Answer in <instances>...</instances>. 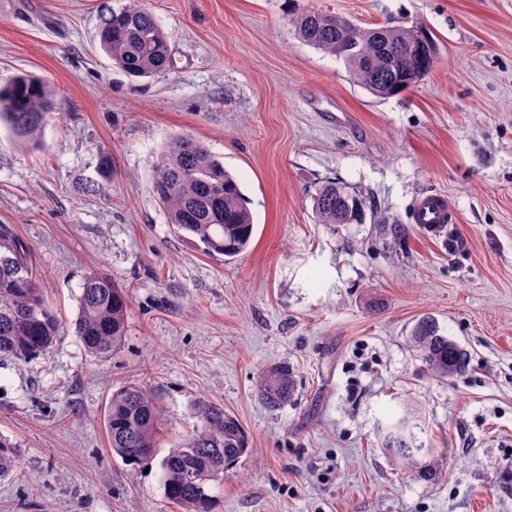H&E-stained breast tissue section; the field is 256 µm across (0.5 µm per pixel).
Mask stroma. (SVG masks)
I'll return each instance as SVG.
<instances>
[{
	"label": "stroma",
	"mask_w": 512,
	"mask_h": 512,
	"mask_svg": "<svg viewBox=\"0 0 512 512\" xmlns=\"http://www.w3.org/2000/svg\"><path fill=\"white\" fill-rule=\"evenodd\" d=\"M126 2L0 0V83L31 73L57 102L40 146L0 127V224L64 325L42 355L0 357V436L19 455L0 512H180L161 461L200 399L250 438L208 483L211 512H512V0H144L173 65L136 80L97 37ZM307 10L422 23L435 67L375 100L298 38ZM178 134L247 199L235 262L178 233L151 191ZM330 181L365 201L363 223H317ZM427 193L448 199L440 238L413 220ZM93 272L129 300L104 360L70 327ZM426 316L469 352L465 373L436 378L410 348ZM275 364L295 392L271 409L255 382ZM130 383L163 411L145 467L107 440L109 397ZM408 407L442 458L430 481L381 444Z\"/></svg>",
	"instance_id": "1"
}]
</instances>
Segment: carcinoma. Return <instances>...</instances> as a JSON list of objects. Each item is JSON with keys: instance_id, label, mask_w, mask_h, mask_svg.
Masks as SVG:
<instances>
[{"instance_id": "obj_1", "label": "carcinoma", "mask_w": 512, "mask_h": 512, "mask_svg": "<svg viewBox=\"0 0 512 512\" xmlns=\"http://www.w3.org/2000/svg\"><path fill=\"white\" fill-rule=\"evenodd\" d=\"M298 37L312 47L341 58L350 81L372 97L397 96L420 83L433 69L438 45L432 32L415 23L365 28L338 14L308 11L292 19ZM104 54L127 75L149 78L170 69L167 38L143 0H128L112 11L99 31ZM56 108L48 83L19 74L0 87V123L26 144L39 142ZM154 195L178 231L198 240L209 253L233 259L245 252L254 222L240 185L224 163L194 138L175 136L161 154L151 176ZM319 224H360L365 203L334 182L314 196ZM128 299L122 288L92 273L85 277L73 323L84 350L101 359L117 350L126 335ZM60 322L46 301L29 263L28 249L6 224L0 225V356L20 360L40 355L59 335ZM411 345L420 352L431 374L449 378L464 373L470 355L441 333L431 318L413 329ZM295 387L284 366H270L257 377L258 398L269 408L290 401ZM196 428L161 462L167 498L182 512H208L205 486L224 476L249 451V437L224 406L200 399ZM162 422L160 407L147 390L128 385L112 392L106 411L108 444L131 465L152 460ZM385 449L414 475L429 479L440 471L434 448L417 443L401 418L388 427ZM17 450L0 438V477L17 463Z\"/></svg>"}]
</instances>
